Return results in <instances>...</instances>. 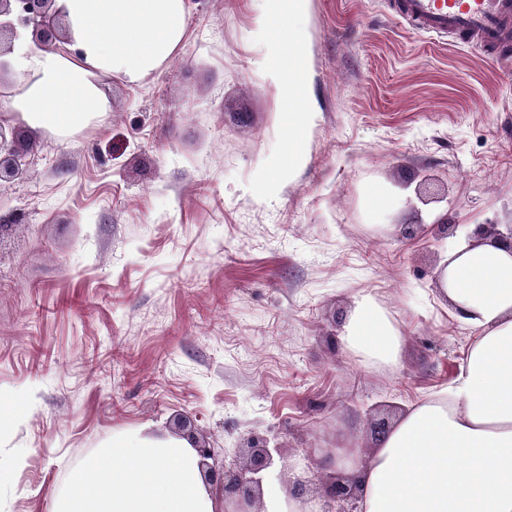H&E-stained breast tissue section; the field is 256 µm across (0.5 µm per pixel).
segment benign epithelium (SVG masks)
<instances>
[{"instance_id":"7a95c632","label":"benign epithelium","mask_w":512,"mask_h":512,"mask_svg":"<svg viewBox=\"0 0 512 512\" xmlns=\"http://www.w3.org/2000/svg\"><path fill=\"white\" fill-rule=\"evenodd\" d=\"M57 0H0V76L9 68L6 56L13 44L22 39L41 48H56L67 38L62 29V12ZM29 146L12 129L0 124V182L11 180L22 173V160ZM469 241L489 240L512 252V227L502 230L497 224H477L467 234ZM192 449L206 485L222 492L229 512H255L253 506L261 494V483L256 475L271 465L272 455L268 442L261 437L249 441L248 457L236 469H226L212 462L215 452L204 442L194 441ZM355 478L338 472L329 477L323 490L324 508L321 512H350L344 504L357 500Z\"/></svg>"}]
</instances>
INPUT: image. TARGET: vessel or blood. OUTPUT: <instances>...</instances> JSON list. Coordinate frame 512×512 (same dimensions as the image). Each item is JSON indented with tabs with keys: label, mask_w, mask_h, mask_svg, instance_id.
<instances>
[{
	"label": "vessel or blood",
	"mask_w": 512,
	"mask_h": 512,
	"mask_svg": "<svg viewBox=\"0 0 512 512\" xmlns=\"http://www.w3.org/2000/svg\"><path fill=\"white\" fill-rule=\"evenodd\" d=\"M385 7L411 29L491 57L512 35V0H385Z\"/></svg>",
	"instance_id": "vessel-or-blood-1"
}]
</instances>
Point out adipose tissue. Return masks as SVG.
Instances as JSON below:
<instances>
[{
    "mask_svg": "<svg viewBox=\"0 0 512 512\" xmlns=\"http://www.w3.org/2000/svg\"><path fill=\"white\" fill-rule=\"evenodd\" d=\"M79 59L29 44L13 51L11 68L24 83L9 108L31 127L60 136L90 123L107 104L96 75L138 83L181 46L187 0H59ZM269 19L286 16L287 38L268 36L273 75L290 108L288 147L277 172L303 166V143L317 112L301 111L307 83L305 51L285 52L309 0H267ZM443 292L475 333L464 366L443 394L412 405L361 459L337 449L328 469L355 474L357 512H512V253L491 245H460L446 260ZM365 360L390 364L400 352V329L374 296L356 301L342 332ZM74 494L54 512H215L198 459L179 439L139 433L113 440L76 469Z\"/></svg>",
    "mask_w": 512,
    "mask_h": 512,
    "instance_id": "ef3b65f1",
    "label": "adipose tissue"
}]
</instances>
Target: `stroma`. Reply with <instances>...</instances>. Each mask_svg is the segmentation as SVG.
<instances>
[{
    "instance_id": "obj_1",
    "label": "stroma",
    "mask_w": 512,
    "mask_h": 512,
    "mask_svg": "<svg viewBox=\"0 0 512 512\" xmlns=\"http://www.w3.org/2000/svg\"><path fill=\"white\" fill-rule=\"evenodd\" d=\"M181 47L109 110L30 143L0 184V512H52L114 438L192 420L217 463L251 436L282 484L450 387L474 339L438 293L478 224L512 225V60L410 29L380 0H311L301 24L306 161L267 193L285 148L282 90L257 32L262 0H188ZM392 204L374 229L365 192ZM458 230L435 240L432 224ZM422 223L415 236L402 226ZM372 294L400 328L398 362L342 341Z\"/></svg>"
}]
</instances>
